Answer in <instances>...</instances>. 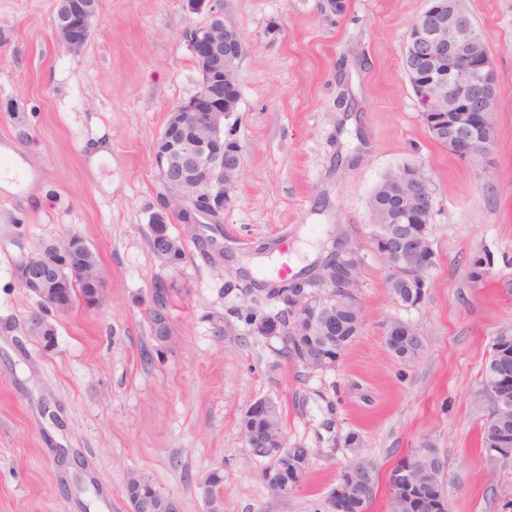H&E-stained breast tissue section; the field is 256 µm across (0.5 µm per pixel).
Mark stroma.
<instances>
[{"label":"stroma","instance_id":"1","mask_svg":"<svg viewBox=\"0 0 512 512\" xmlns=\"http://www.w3.org/2000/svg\"><path fill=\"white\" fill-rule=\"evenodd\" d=\"M343 2L334 12L326 0H221L243 44L240 100L224 124L243 165L219 223L171 225L185 248L172 270L149 246L165 192L153 146L199 88L183 31L209 21L210 0H100L75 53L55 35L58 0H0V160L34 179L0 189V512H131L134 473L178 512L215 500L223 512H329L357 461L378 480L369 512H388L392 471L426 446L446 463L447 512H512V457L488 462L480 445L491 410L482 368L512 327V0H460L498 94L494 141L466 160L430 136L402 66L427 0ZM406 164L432 189L425 296L397 303L387 266L363 251V328L334 369L308 371L236 312H275L255 286L276 282L280 240L294 274L314 272L331 232L368 242L370 198ZM71 234L96 253L106 295L48 312V347L15 270ZM158 276L173 286L164 345L148 315ZM395 320L423 340L413 360L386 345ZM259 397L277 402L289 444L310 451L285 499L240 433ZM215 470L223 481L209 497Z\"/></svg>","mask_w":512,"mask_h":512}]
</instances>
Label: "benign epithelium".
<instances>
[{
	"label": "benign epithelium",
	"instance_id": "obj_1",
	"mask_svg": "<svg viewBox=\"0 0 512 512\" xmlns=\"http://www.w3.org/2000/svg\"><path fill=\"white\" fill-rule=\"evenodd\" d=\"M96 14V0H61L54 25L60 44L68 51H79L90 37ZM410 31L403 68L407 76L418 80V85L431 89L428 111L438 113L431 121L432 127H448V148L454 155L470 158L478 154L479 147L493 139L497 77L475 24L459 11L456 0L446 4L432 0L414 19ZM183 36L201 74L200 87L169 112L153 147L155 165L171 196L167 205L152 214L150 240L156 259L170 269L178 268L184 258L182 241L167 237L170 224L175 220L199 224L203 218L219 223L243 157L237 142L224 139V121L231 116L224 95L227 86L237 87L240 37L224 22L219 9L212 10L208 23L188 26ZM385 191L397 205L387 213L382 232L371 237L369 248L387 265L389 279L422 288L433 261L426 234L432 213L430 180L422 168L408 164L401 175L386 184ZM361 250L354 243L344 246L330 271L310 283L299 277L287 281L280 295L288 297L291 315L284 320L262 314L256 318L261 335L286 339L292 335L296 319L305 317L316 322L320 318L316 302L320 299L361 307ZM89 251L91 247L84 238L66 237L19 264L16 279L58 313L70 309L66 289L78 285L90 291L87 306L96 307L104 299L106 280L97 260L80 258ZM170 287L171 282L163 277L153 279L149 287V318L162 331L168 324L163 303ZM423 454L424 449H415L412 457L391 473L390 492L413 506L412 512H446L447 506L440 503L425 511L417 508ZM304 474L297 464L294 479L275 480L269 490L285 497L300 487ZM376 487L371 465L350 466L332 492L331 512L363 507L376 494Z\"/></svg>",
	"mask_w": 512,
	"mask_h": 512
}]
</instances>
